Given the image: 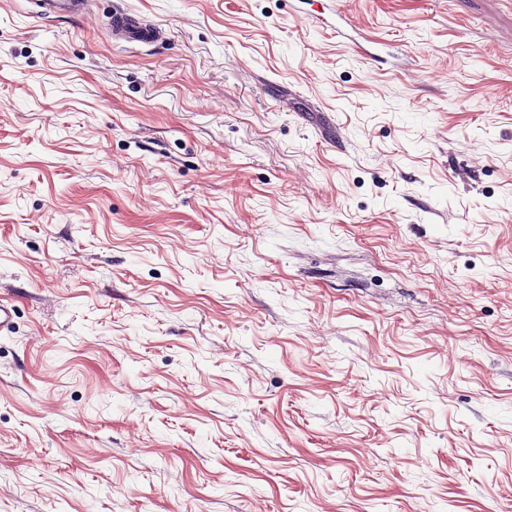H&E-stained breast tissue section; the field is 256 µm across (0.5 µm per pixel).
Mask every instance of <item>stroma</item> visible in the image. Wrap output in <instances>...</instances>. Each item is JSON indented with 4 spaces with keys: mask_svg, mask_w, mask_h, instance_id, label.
I'll return each mask as SVG.
<instances>
[{
    "mask_svg": "<svg viewBox=\"0 0 512 512\" xmlns=\"http://www.w3.org/2000/svg\"><path fill=\"white\" fill-rule=\"evenodd\" d=\"M35 10L0 512H512V0ZM112 39L116 42L155 44L159 41L161 28L155 24L134 22L127 12L115 9L110 18Z\"/></svg>",
    "mask_w": 512,
    "mask_h": 512,
    "instance_id": "stroma-1",
    "label": "stroma"
}]
</instances>
